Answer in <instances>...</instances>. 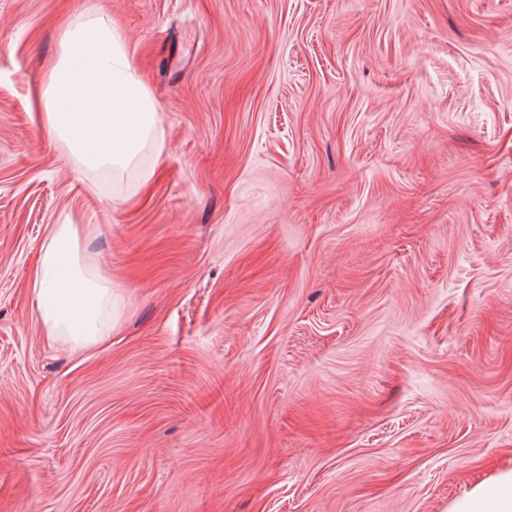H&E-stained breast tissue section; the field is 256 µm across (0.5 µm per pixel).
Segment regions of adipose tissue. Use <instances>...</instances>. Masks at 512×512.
Listing matches in <instances>:
<instances>
[{
    "label": "adipose tissue",
    "mask_w": 512,
    "mask_h": 512,
    "mask_svg": "<svg viewBox=\"0 0 512 512\" xmlns=\"http://www.w3.org/2000/svg\"><path fill=\"white\" fill-rule=\"evenodd\" d=\"M61 43L38 93L45 125L90 168L125 167L147 144L162 153L157 104L136 79L118 29L91 14L65 29ZM79 241L78 225H54L41 246L32 294L48 342L87 348L109 335L104 314L112 309V289L87 268ZM448 512H512V464L474 483Z\"/></svg>",
    "instance_id": "obj_1"
}]
</instances>
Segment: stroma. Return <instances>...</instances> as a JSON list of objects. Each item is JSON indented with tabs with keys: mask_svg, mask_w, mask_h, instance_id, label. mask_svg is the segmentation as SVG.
Masks as SVG:
<instances>
[{
	"mask_svg": "<svg viewBox=\"0 0 512 512\" xmlns=\"http://www.w3.org/2000/svg\"><path fill=\"white\" fill-rule=\"evenodd\" d=\"M108 17L126 170L40 119ZM80 227L101 346L47 342ZM512 461V0H0V512H448ZM63 53L38 93L45 125L89 168H122L150 142L163 162L165 133L158 107L132 67L118 29L88 14L65 28ZM79 241V225H54L41 246L32 294L48 342L87 348L109 336L112 288L87 268ZM105 312L111 325L104 319Z\"/></svg>",
	"mask_w": 512,
	"mask_h": 512,
	"instance_id": "35a3bbf8",
	"label": "stroma"
}]
</instances>
